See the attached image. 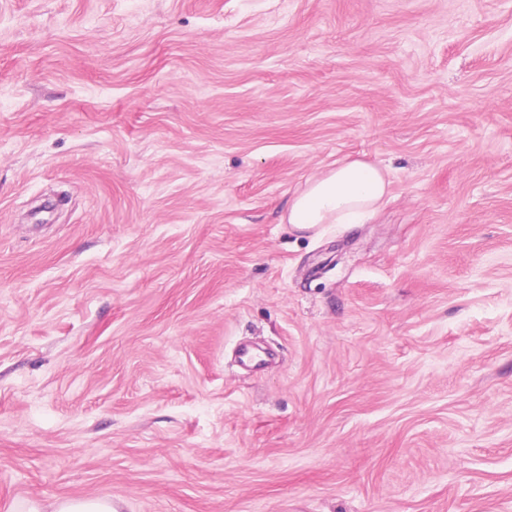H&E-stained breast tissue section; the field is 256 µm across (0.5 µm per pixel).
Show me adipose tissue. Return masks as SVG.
Listing matches in <instances>:
<instances>
[{
	"label": "adipose tissue",
	"instance_id": "obj_1",
	"mask_svg": "<svg viewBox=\"0 0 512 512\" xmlns=\"http://www.w3.org/2000/svg\"><path fill=\"white\" fill-rule=\"evenodd\" d=\"M389 185L380 167L362 159H340L294 192L285 219L301 231L323 224H361L377 213Z\"/></svg>",
	"mask_w": 512,
	"mask_h": 512
}]
</instances>
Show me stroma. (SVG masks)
<instances>
[{"instance_id":"obj_1","label":"stroma","mask_w":512,"mask_h":512,"mask_svg":"<svg viewBox=\"0 0 512 512\" xmlns=\"http://www.w3.org/2000/svg\"><path fill=\"white\" fill-rule=\"evenodd\" d=\"M94 497L512 512V0H0V512ZM389 185L388 174L370 162L336 160L294 192L283 219L301 231L323 224H363L377 213Z\"/></svg>"}]
</instances>
